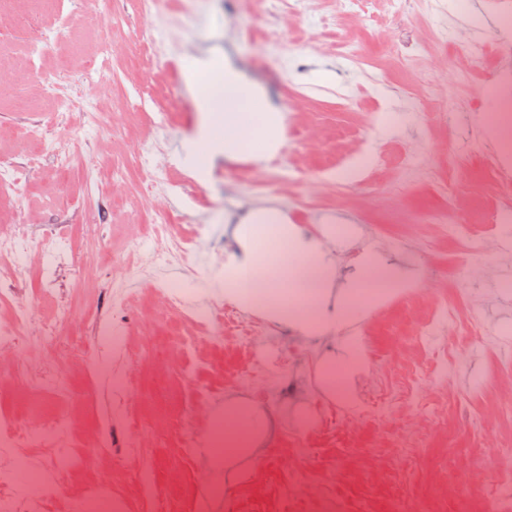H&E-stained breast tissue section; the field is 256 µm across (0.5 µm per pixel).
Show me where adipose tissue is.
<instances>
[{
	"instance_id": "ef3b65f1",
	"label": "adipose tissue",
	"mask_w": 512,
	"mask_h": 512,
	"mask_svg": "<svg viewBox=\"0 0 512 512\" xmlns=\"http://www.w3.org/2000/svg\"><path fill=\"white\" fill-rule=\"evenodd\" d=\"M184 80L201 114L190 147L198 180L206 179V163L215 155L261 160L279 147L280 109L231 58L190 59ZM234 234L241 253L224 266L225 297L245 306L260 305L270 321L306 334L338 326L347 333L338 359L343 367H354L359 341L347 329L362 301L350 288L337 294L335 304L325 301L328 258L318 254L316 243L282 223L272 209L257 210L237 225ZM265 429V415L258 405L228 401L224 431L233 436L234 445L220 455L203 449L206 466L223 469L226 479H233L259 457L256 440Z\"/></svg>"
}]
</instances>
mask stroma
I'll return each instance as SVG.
<instances>
[{
	"label": "stroma",
	"mask_w": 512,
	"mask_h": 512,
	"mask_svg": "<svg viewBox=\"0 0 512 512\" xmlns=\"http://www.w3.org/2000/svg\"><path fill=\"white\" fill-rule=\"evenodd\" d=\"M374 13L354 0H60V12L18 33L26 0L0 11V161L24 167L18 196H0V224H69L72 261L59 275L68 288L85 268L92 246L132 252L137 241L128 215L131 194L142 196L141 217L156 206L143 197L141 175L165 164L174 184L195 192L163 199L179 237L200 224L204 261L193 264L187 285L207 294L213 271L234 253L225 219L240 221L259 205L280 207L289 223L321 241L334 258V287L356 279L365 257L395 266L405 290L368 313L356 326L365 348L364 372H350L351 401L366 399L373 416L346 428L317 421L316 407L335 418L339 397H324L319 384L337 346H308L297 366L276 337L248 336L216 343L161 310L152 283L136 268L105 266L98 276L126 285L129 327L99 338L96 355L74 361L61 355L73 396L64 402L41 390L37 379L21 383L16 371L32 370L36 353L22 342L14 359L0 362V410L26 415L31 404L69 418L68 442L87 460L62 477L54 512H74L88 484L112 485L123 512H152V500L131 493L141 470L169 512H199L207 473L200 453L186 455V434L203 437L207 425L193 407L198 398L223 406L239 395L241 379L256 388L257 359L274 361L283 377L306 374L300 397L263 400L272 430L250 470L226 484L224 494L250 512H282L292 497L295 512H321L323 491L366 505L369 512H493L484 489L512 474V222H490L498 175L486 161L497 153L500 92L497 70L512 69V24H503L491 0H375ZM88 13L97 29L80 27ZM74 28L79 53L98 58L111 42L112 83L61 68V41L49 28ZM486 50L472 64L471 43ZM34 65L23 57L32 47ZM228 53L261 85L285 117V138L265 167L217 158L198 181L186 146L200 120L184 89L182 62L190 56ZM333 75L319 81V72ZM467 81H460V74ZM96 104L112 129L82 127L74 107ZM165 112L163 129L149 115ZM39 124L49 144L34 166L14 132ZM80 144L81 177L59 179L55 145ZM363 170L346 179L354 163ZM292 179H283V171ZM111 192L109 209L59 214L62 192ZM433 320L428 335L423 321ZM452 354V371L442 360ZM125 374L135 410L156 447L112 453L101 446L103 423L123 409L116 378ZM307 448L296 458V448Z\"/></svg>",
	"instance_id": "35a3bbf8"
}]
</instances>
